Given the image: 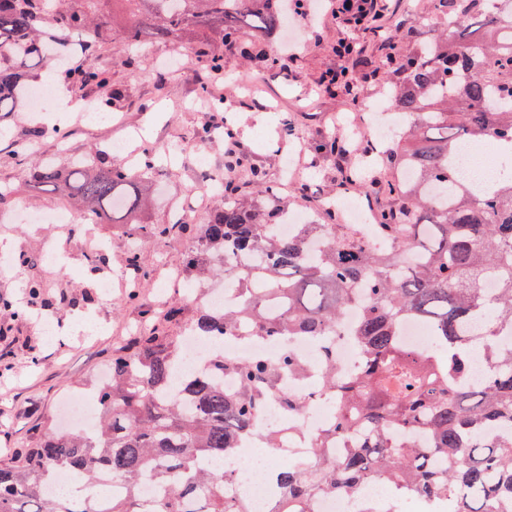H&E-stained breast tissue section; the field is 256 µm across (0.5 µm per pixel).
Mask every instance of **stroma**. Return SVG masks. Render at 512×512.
Listing matches in <instances>:
<instances>
[{
	"label": "stroma",
	"mask_w": 512,
	"mask_h": 512,
	"mask_svg": "<svg viewBox=\"0 0 512 512\" xmlns=\"http://www.w3.org/2000/svg\"><path fill=\"white\" fill-rule=\"evenodd\" d=\"M382 5L383 16L376 28H356L344 17L330 14L298 19L294 31L299 50L285 57L281 70H257L239 54L225 52V79L205 91L223 99L225 111L234 117L237 135L228 141L217 131L207 139L209 166L205 169L197 166L192 150L209 115L191 106L204 90L182 70L159 74L158 64L170 48L159 39L140 48L141 63L132 71L113 66L115 55L126 49L124 43L108 39L101 45L96 63L109 69L113 84L123 91L111 108L121 115V122L78 124L69 113L56 112L45 123L42 109L25 105L0 120V186L11 193L8 205L0 206V241L8 243L15 257L42 252L49 240L57 242L66 255L61 267L40 262L0 269V296L18 305L27 301V283L41 282L42 311L58 329L55 342H48L33 312L16 315L0 309V355L8 357L7 366H0V428L8 436L7 446H0V465H11L12 451L33 444L50 421L60 420L70 395L89 393L92 380L123 342L119 330L134 326L146 335L158 327L175 334L196 315V305L186 303L180 290L161 292L156 284L183 272L196 233L220 201L219 196L204 194L205 176L223 173L229 152L247 154L275 185L281 181L291 149L300 147L301 181L289 194L292 209L310 215L325 201L335 199L340 183L336 162L317 146L323 137L336 134L337 113L359 112L362 97L381 99L383 81L367 79L364 73L369 67L384 68L392 50L388 35H396L397 49L404 54L437 35L431 23L436 14L434 0H416L412 7L406 0H382ZM343 42L362 46L368 61L367 66L355 69L359 77L355 99L341 91L329 95L319 88L321 75L342 65L334 48ZM287 120L294 128L289 138L281 134ZM38 127L43 128V137L31 139L30 131ZM133 129L144 131L145 136L132 141V155L149 145L168 151L144 183L155 204L136 218L137 223L160 229L141 244L148 276L135 282L126 271L133 244L130 225L98 223L99 237L109 241L101 252L84 230L72 226L6 223V216L21 206L39 214L73 208L61 192L31 188L28 167L21 159L24 150L36 147L40 158L48 160L100 154L110 162L113 140ZM98 263L112 272V297L107 301L97 282L87 276L88 268ZM171 309L178 310V317L157 323V314Z\"/></svg>",
	"instance_id": "stroma-1"
}]
</instances>
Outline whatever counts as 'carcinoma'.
<instances>
[{"label": "carcinoma", "instance_id": "1", "mask_svg": "<svg viewBox=\"0 0 512 512\" xmlns=\"http://www.w3.org/2000/svg\"><path fill=\"white\" fill-rule=\"evenodd\" d=\"M99 2L81 0L76 9L62 0H0V114L28 100L30 70L51 56L61 64L83 58L62 73L63 81L74 92L97 88L100 107H110V74L94 64L104 26ZM124 2L138 17L122 32L129 46L148 35L188 44L205 68L222 69L224 55L202 47L216 32L225 48L257 68L279 61L245 37L275 40L288 21L285 0ZM435 10L440 37L414 54L388 56L381 74L408 128L383 150L399 177L372 181L390 200L375 235L336 223L329 208L321 223L298 224L282 235L288 203L277 187L250 168L257 197L248 198L235 176L224 178V205L199 228L185 263L187 281L204 283L218 269L241 297L234 309H199L187 327L215 344L208 367L182 370V336L156 330L129 337L112 354L107 379L95 385L97 426L52 431L20 464L0 467V512H97L88 498L46 494L43 477L57 469L92 487L121 486L106 512H250L246 499L229 495L231 473L207 461L251 440L280 447L281 438L256 426V410L300 364L286 347L274 362L224 358V336L242 323L255 337L322 342L320 387L339 406L320 440L343 442V455H319L313 470L273 464L270 512H312L315 495L349 493L374 477L402 478L405 483L392 488L444 497L450 512H500L501 503L512 502V435L479 433L512 424V345L498 344L500 333L512 330V173L481 188L457 168L463 145L475 140L512 154V0H437ZM342 146L357 159L342 180L368 178L374 170L369 149L330 137L319 150L337 156ZM155 160L145 152L138 175L93 157L64 168L31 160L30 182L63 191L84 214L112 223L147 207L136 178ZM490 273L498 287L488 296L483 282ZM350 306L360 311L347 335L361 364L341 377L327 340ZM405 318L430 325L431 350L415 353L398 343ZM476 340L494 371L472 387L465 379ZM226 372L238 380L233 393L219 384ZM421 434L423 447L416 445ZM145 474L167 489L150 509L141 501Z\"/></svg>", "mask_w": 512, "mask_h": 512}]
</instances>
